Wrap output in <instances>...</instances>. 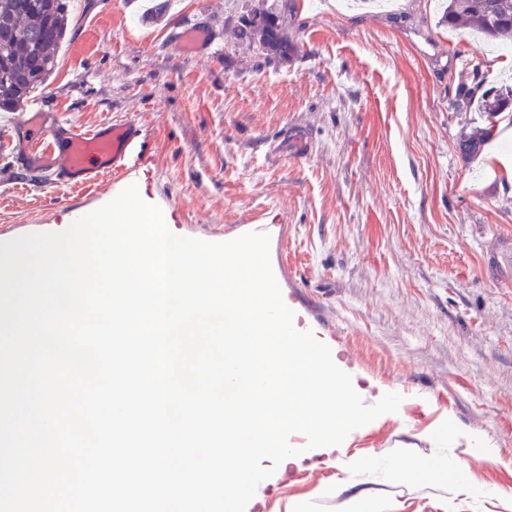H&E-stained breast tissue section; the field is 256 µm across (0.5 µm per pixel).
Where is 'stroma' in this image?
<instances>
[{"instance_id":"1","label":"stroma","mask_w":512,"mask_h":512,"mask_svg":"<svg viewBox=\"0 0 512 512\" xmlns=\"http://www.w3.org/2000/svg\"><path fill=\"white\" fill-rule=\"evenodd\" d=\"M294 5L282 17L297 52L268 63L235 43L240 0H178L158 25L131 0H71L53 76L26 108L0 112V231L57 227L119 192L40 187L29 113L82 130L138 120L155 157L146 202L185 237L277 225L271 265L302 322L362 388L404 397L331 463L289 473L263 512L297 499L343 512L357 495L379 512H512V280L482 271L488 239L512 236V179L499 167L512 145L463 158L461 134L488 116L455 106L475 84L471 62L488 82H512V50L440 26L434 0ZM193 25L209 38L186 54L172 37ZM403 448L418 468L477 458L472 492L444 471L391 474Z\"/></svg>"}]
</instances>
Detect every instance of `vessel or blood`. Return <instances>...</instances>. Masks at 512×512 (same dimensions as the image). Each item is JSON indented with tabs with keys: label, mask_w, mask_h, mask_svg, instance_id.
Wrapping results in <instances>:
<instances>
[{
	"label": "vessel or blood",
	"mask_w": 512,
	"mask_h": 512,
	"mask_svg": "<svg viewBox=\"0 0 512 512\" xmlns=\"http://www.w3.org/2000/svg\"><path fill=\"white\" fill-rule=\"evenodd\" d=\"M30 121L29 154L46 174L47 184L91 191L107 179L117 185L153 174L154 157L137 121L115 120L83 131L48 125L40 112L32 113ZM483 267L494 280L512 275V237H499L488 245Z\"/></svg>",
	"instance_id": "vessel-or-blood-1"
}]
</instances>
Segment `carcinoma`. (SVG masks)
Instances as JSON below:
<instances>
[{"mask_svg":"<svg viewBox=\"0 0 512 512\" xmlns=\"http://www.w3.org/2000/svg\"><path fill=\"white\" fill-rule=\"evenodd\" d=\"M70 0H0V110L25 107L32 94L53 74L69 25ZM172 0H152L144 19L163 21ZM462 23L492 40H512V0H448L443 25ZM238 40L271 63L290 59L297 46L275 9L259 3L241 16ZM466 104L489 115L512 106V87H490L481 95L463 85ZM493 137L489 127L461 140V153L470 158Z\"/></svg>","mask_w":512,"mask_h":512,"instance_id":"cac0c4a2","label":"carcinoma"}]
</instances>
